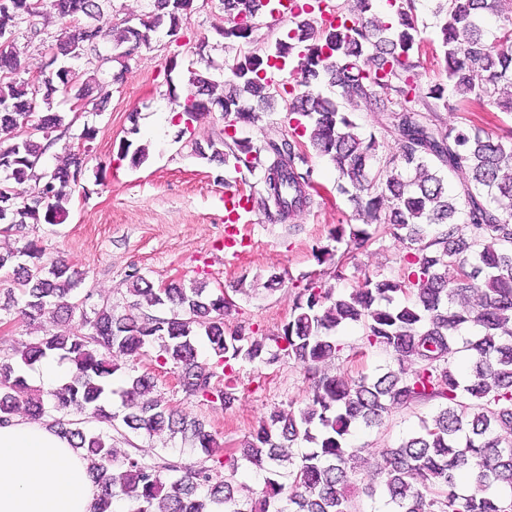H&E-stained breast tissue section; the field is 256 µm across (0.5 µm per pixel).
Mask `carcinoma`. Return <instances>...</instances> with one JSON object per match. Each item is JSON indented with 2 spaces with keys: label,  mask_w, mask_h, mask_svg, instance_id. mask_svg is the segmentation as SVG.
I'll return each mask as SVG.
<instances>
[{
  "label": "carcinoma",
  "mask_w": 512,
  "mask_h": 512,
  "mask_svg": "<svg viewBox=\"0 0 512 512\" xmlns=\"http://www.w3.org/2000/svg\"><path fill=\"white\" fill-rule=\"evenodd\" d=\"M193 0H149L135 27L105 29L99 24L102 0H47L31 15L29 0H0V38L30 23V38L48 57L40 82L25 72L14 46L0 54V224H52L66 213L72 187L85 158L52 170L44 158L70 137L73 120L61 108L83 98L91 83L112 82L100 46L143 45L166 28L173 34ZM231 25L217 30L226 42H250L252 19L261 0H221ZM314 0L299 7L307 18L288 29L275 46L252 51L229 65L222 90L193 72L182 115L194 121L214 108L224 110L225 129L257 119L253 103L271 98L268 73L282 71L296 57L298 79L291 86L289 121L295 138L261 146L246 139L195 143L202 159L244 165L262 173L263 192L246 195L259 210L275 208L279 218L310 209L318 195L299 137L333 164L336 189L350 197L366 225L388 224L404 244L399 274L357 279L349 292L309 278L296 292L288 320L277 332L259 334L239 325L224 330L233 303L202 282L173 281L157 288L136 267L126 274L131 296L120 310L108 301L84 309L91 294L79 292L83 273L63 260L42 261L37 240L0 253V270L10 271L6 287L12 307L30 322L52 313L80 327L67 333L45 331L21 350L0 358V423L19 410L31 421L54 412L53 423L83 451L100 487L97 512H112V499L126 498L132 512H352L346 488L360 465L349 448L351 430L383 423L392 409L432 403L435 413L394 448L382 452L378 481L365 493L382 502L380 512H512V142L485 135L473 121L443 126L439 109L457 110L448 96L492 104L512 113V98L499 86L512 84V16L499 0H439V39L447 77L426 87L416 79V59L427 46L412 0L395 5L397 21L384 22L375 0H354L349 12ZM333 21L324 23L322 14ZM498 14L497 33L488 38L485 14ZM42 19V26L32 22ZM58 19L60 33L43 37ZM96 56L93 74L72 76V62ZM393 91L396 98L383 99ZM387 111L384 130L396 136L401 153L376 164L380 143L357 131L355 112ZM137 167L148 148L122 142L120 158ZM458 182L448 186L446 175ZM372 239L357 224H338L331 240L346 242L332 279L348 281L359 271L357 251ZM479 296L475 307L461 304ZM407 302H395L398 295ZM362 327L360 350L383 349L393 364L373 378L331 375L322 365L342 350L336 329ZM467 326L478 331L457 347ZM216 357L198 361V339ZM155 361L177 370L181 390L228 409L239 398L235 366H270L283 358L303 364L308 382L305 406L278 409L239 448H218L205 425L180 415L161 396L154 379L128 375L120 394L126 413L108 409L116 360H136L146 349ZM466 352L468 371L460 377L455 357ZM49 355L73 365L68 383L46 393L31 392L25 368ZM224 375V386L215 384ZM89 413L110 429L85 432L78 416ZM124 427L150 436L181 435L206 455L205 464L185 472L174 461L146 464L119 454L112 432ZM264 472L261 496L242 494L240 469Z\"/></svg>",
  "instance_id": "1"
}]
</instances>
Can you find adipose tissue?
Returning <instances> with one entry per match:
<instances>
[{
    "instance_id": "obj_1",
    "label": "adipose tissue",
    "mask_w": 512,
    "mask_h": 512,
    "mask_svg": "<svg viewBox=\"0 0 512 512\" xmlns=\"http://www.w3.org/2000/svg\"><path fill=\"white\" fill-rule=\"evenodd\" d=\"M98 488L85 460L48 425L0 424V512H95Z\"/></svg>"
}]
</instances>
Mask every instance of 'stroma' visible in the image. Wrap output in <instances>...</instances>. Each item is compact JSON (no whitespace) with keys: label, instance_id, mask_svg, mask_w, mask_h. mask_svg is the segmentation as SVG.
Wrapping results in <instances>:
<instances>
[{"label":"stroma","instance_id":"stroma-1","mask_svg":"<svg viewBox=\"0 0 512 512\" xmlns=\"http://www.w3.org/2000/svg\"><path fill=\"white\" fill-rule=\"evenodd\" d=\"M226 23L220 0H193L176 36L158 33L127 65L112 62L113 71L122 72V81L93 87L86 98V111L74 115L73 133H80L83 125L90 123L98 135L66 216L52 225L29 224L11 232L0 238V247L14 248L38 238L44 263L67 260L83 272L84 290L120 306L129 299L125 275L134 267L157 286L181 280L204 282L214 291L231 288L235 306L224 318L226 329L245 324L267 334L276 332L288 317L302 276L332 270L330 263H318L313 246L328 244L334 226L356 224L360 218L347 196L337 193L336 173L329 162L312 154L308 161L314 180L326 189L323 200L282 221L256 212L254 223L239 227L246 251L236 260L225 261L220 249L224 189L230 183L244 193L260 189L261 174L195 155L193 142L223 139L224 116L215 111L198 122L184 124L175 115L177 106L169 92L174 89L186 95L194 68L223 81L228 62L249 50L274 46L288 29L290 17L258 12L249 45L227 43L217 36V28ZM289 101V95L275 92L255 123L238 126V137L259 145L266 138L289 135ZM126 138L149 148V158L140 167H131L120 157L119 146ZM402 250L389 226H380L376 240L357 254L362 272L397 275ZM274 272L283 274L284 281L271 292L263 284ZM239 283L244 292H236ZM361 334L355 324L338 330L343 350L325 364L326 372L371 376L391 365V354L382 349L370 350L361 361H350ZM134 367L137 373L152 374L159 394L181 413L203 420L227 446L243 442L272 410L300 407L306 399L303 368L288 358L267 368L239 365L238 383L247 393L228 409L178 392L171 368L159 366L153 355L141 356ZM433 412L430 403L394 410L381 426L355 430L348 444L360 449L369 462L380 461L383 449L395 446ZM115 446L149 464L165 458L191 468L205 459L199 449L179 436L131 433L117 439Z\"/></svg>","mask_w":512,"mask_h":512}]
</instances>
